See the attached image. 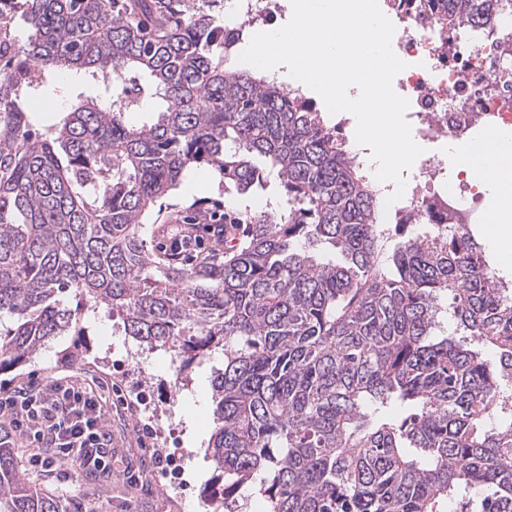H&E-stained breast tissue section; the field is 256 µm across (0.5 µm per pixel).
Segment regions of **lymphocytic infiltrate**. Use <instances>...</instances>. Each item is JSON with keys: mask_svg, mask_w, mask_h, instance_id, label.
Segmentation results:
<instances>
[{"mask_svg": "<svg viewBox=\"0 0 512 512\" xmlns=\"http://www.w3.org/2000/svg\"><path fill=\"white\" fill-rule=\"evenodd\" d=\"M0 412L8 417L11 432L48 436L62 457L81 470L111 473L112 451L98 399L93 392L55 384L29 393L18 387L0 397Z\"/></svg>", "mask_w": 512, "mask_h": 512, "instance_id": "lymphocytic-infiltrate-1", "label": "lymphocytic infiltrate"}]
</instances>
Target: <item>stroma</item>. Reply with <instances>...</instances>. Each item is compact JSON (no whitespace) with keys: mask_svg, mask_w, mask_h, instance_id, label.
Masks as SVG:
<instances>
[{"mask_svg":"<svg viewBox=\"0 0 512 512\" xmlns=\"http://www.w3.org/2000/svg\"><path fill=\"white\" fill-rule=\"evenodd\" d=\"M97 96L88 81L53 83L32 96L28 107L36 131L61 119L63 102L76 94ZM206 198L230 209L257 212L265 204L261 196H240L224 190L206 168L190 170L183 182L157 201L162 214L188 207ZM82 335L66 333L46 344L30 361L0 373V389L28 382L43 384L63 381L93 390L105 413L106 433L114 456L123 468L111 475L84 472L71 461L57 460L46 469L32 464L34 453L50 455L51 445L43 440L15 437L19 469L31 485L49 491L69 503L73 512H185L186 497H193L204 512H216L210 497L216 472L209 454L213 432V410L205 408L197 418L202 436L199 448H191L186 435V400L195 394L201 381L213 378L224 366V352L214 349L209 356L182 366L168 353L149 349L123 332L118 314L107 306L86 313ZM169 454L173 469L157 468L149 456L150 447ZM197 460L198 480L186 479L188 460Z\"/></svg>","mask_w":512,"mask_h":512,"instance_id":"1","label":"stroma"}]
</instances>
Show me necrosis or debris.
Instances as JSON below:
<instances>
[{"label": "necrosis or debris", "mask_w": 512, "mask_h": 512, "mask_svg": "<svg viewBox=\"0 0 512 512\" xmlns=\"http://www.w3.org/2000/svg\"><path fill=\"white\" fill-rule=\"evenodd\" d=\"M275 9L276 0H226L225 37L247 38L258 23L271 30ZM394 16L400 35L393 49L406 63L398 90L409 101L416 137L465 146L476 131L512 127V16L448 31L415 12L412 0ZM413 180L384 223L443 224L452 236L481 223V191L467 173L449 176L447 159L417 160Z\"/></svg>", "instance_id": "1"}]
</instances>
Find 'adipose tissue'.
<instances>
[{
    "mask_svg": "<svg viewBox=\"0 0 512 512\" xmlns=\"http://www.w3.org/2000/svg\"><path fill=\"white\" fill-rule=\"evenodd\" d=\"M448 161L453 168H466L485 191L490 202L486 221L497 240L512 239V135L490 131L466 148L449 147Z\"/></svg>",
    "mask_w": 512,
    "mask_h": 512,
    "instance_id": "adipose-tissue-1",
    "label": "adipose tissue"
}]
</instances>
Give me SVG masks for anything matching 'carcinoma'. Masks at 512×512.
<instances>
[{
    "instance_id": "carcinoma-1",
    "label": "carcinoma",
    "mask_w": 512,
    "mask_h": 512,
    "mask_svg": "<svg viewBox=\"0 0 512 512\" xmlns=\"http://www.w3.org/2000/svg\"><path fill=\"white\" fill-rule=\"evenodd\" d=\"M218 0H0V372L70 330L67 294L175 359L224 350L211 456L224 512H512V292L472 242L379 223L349 142L300 93L224 67ZM512 15L448 0L441 24ZM101 92L46 132L25 98ZM161 103L137 125L144 97ZM260 157L264 166L254 163ZM195 166L266 209L224 211V259L185 266L158 199ZM215 209L179 210L186 237ZM495 349L489 358L484 349ZM0 512H68L0 436Z\"/></svg>"
}]
</instances>
